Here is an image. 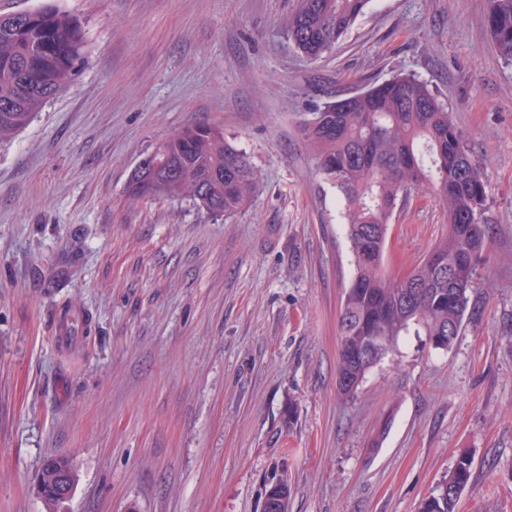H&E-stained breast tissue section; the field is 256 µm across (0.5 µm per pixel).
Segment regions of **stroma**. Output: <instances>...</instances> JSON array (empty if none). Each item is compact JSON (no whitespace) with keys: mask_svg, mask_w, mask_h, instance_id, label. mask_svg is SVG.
<instances>
[{"mask_svg":"<svg viewBox=\"0 0 512 512\" xmlns=\"http://www.w3.org/2000/svg\"><path fill=\"white\" fill-rule=\"evenodd\" d=\"M86 42L72 82L0 143V512H418L460 452L458 512H512V62L487 0H369L312 60L300 0H58ZM398 74L446 102L489 184L487 260L450 349L400 337L354 398L337 389L352 276L342 205L299 124ZM221 126L260 173L222 218L133 198L163 139ZM447 230L432 195L400 206L385 269ZM74 300L90 333L61 342ZM68 455L47 508L43 460ZM54 480L55 485L50 491L48 488L44 487V484L42 483L39 476L38 489L41 496L44 497L46 491V496L52 498L53 500L67 499L71 495L75 486V478L70 465H68L64 471L60 473V475L56 476Z\"/></svg>","mask_w":512,"mask_h":512,"instance_id":"1","label":"stroma"}]
</instances>
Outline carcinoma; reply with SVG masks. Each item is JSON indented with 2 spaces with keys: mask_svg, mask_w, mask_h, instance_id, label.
Masks as SVG:
<instances>
[{
  "mask_svg": "<svg viewBox=\"0 0 512 512\" xmlns=\"http://www.w3.org/2000/svg\"><path fill=\"white\" fill-rule=\"evenodd\" d=\"M368 0H300L289 39L307 57L331 52ZM486 21L499 55L512 60V0H487ZM85 41L79 24L53 3L0 14V142L24 129L43 104L69 83ZM316 166L344 203L353 276L339 317V391L356 394L366 375L414 331L436 350L449 349L469 308V291L484 260L490 228L489 185L464 132L428 84L397 75L325 103L303 122ZM148 158L163 164L158 185L136 169L134 198H189L213 216L238 213L259 175L247 154L211 124L187 126ZM415 191L447 207L448 230L405 277L384 270L386 239L396 209ZM472 456L463 451L419 512H457L472 483Z\"/></svg>",
  "mask_w": 512,
  "mask_h": 512,
  "instance_id": "obj_1",
  "label": "carcinoma"
}]
</instances>
